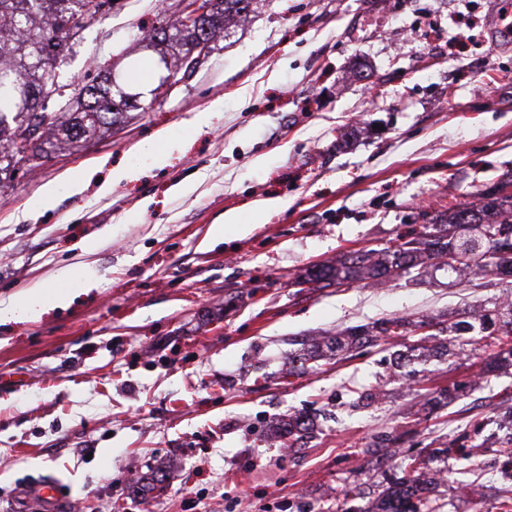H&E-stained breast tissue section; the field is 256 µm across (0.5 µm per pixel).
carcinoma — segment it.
<instances>
[{"instance_id": "carcinoma-1", "label": "carcinoma", "mask_w": 512, "mask_h": 512, "mask_svg": "<svg viewBox=\"0 0 512 512\" xmlns=\"http://www.w3.org/2000/svg\"><path fill=\"white\" fill-rule=\"evenodd\" d=\"M252 3L253 0H215L207 29L200 36L212 43L224 37L226 19L246 17ZM107 7H112V0H0V158L7 159L8 165L14 167L24 160L28 162L27 168H35L41 159L37 141L52 136L60 145L86 142L100 128L112 125V116L122 108L142 112L151 108V104L139 99V94L106 80L87 83L74 95L65 92L57 81L52 60L80 30L100 20ZM197 36L181 29L172 16L166 26L155 29L146 38L180 47L175 63H169L164 55L160 57V63L170 72L188 69L184 59ZM18 78L25 86L26 98L22 103L14 86ZM439 229L438 235L427 232L403 236L381 258L373 252L357 251L334 263L316 265L306 272L304 283L312 288L340 287L366 279L389 278L405 268L431 266L436 270H455L472 263L512 276L511 194L490 199L481 212L459 209L453 221L439 225ZM498 321L512 326V311L486 309L477 325L424 317L383 319L375 326L374 335L355 327L311 343L306 353L299 356V362L301 368L313 370V363L328 353L337 355L355 346L408 334L416 337L417 347L426 350L435 334L417 333L423 325L448 335L450 342L443 346L441 354L457 356L470 346L463 335L477 327L486 330ZM423 477L422 463L412 461L398 486L387 488L379 512H435L426 498L409 511L400 506L401 499L419 495Z\"/></svg>"}]
</instances>
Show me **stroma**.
<instances>
[{
	"label": "stroma",
	"mask_w": 512,
	"mask_h": 512,
	"mask_svg": "<svg viewBox=\"0 0 512 512\" xmlns=\"http://www.w3.org/2000/svg\"><path fill=\"white\" fill-rule=\"evenodd\" d=\"M175 9L114 0L55 63L71 88L111 66L129 91L155 90L150 109L46 148L34 170L0 171V304L35 286L72 294L0 323V512H38L25 487L47 478L79 512H375L387 479L432 448L449 451L428 466L437 512H504L512 366L490 362L512 335L401 367L393 354L412 339L381 340L288 373L302 338L461 320L512 293L475 268L297 284L313 265L481 208L512 169V40L497 36L491 0H255L160 91L138 77L159 59L142 34ZM160 130L162 167L141 150ZM116 168L132 179L100 194ZM229 212L245 231L210 240ZM297 414L314 425L292 448L277 426Z\"/></svg>",
	"instance_id": "obj_1"
}]
</instances>
